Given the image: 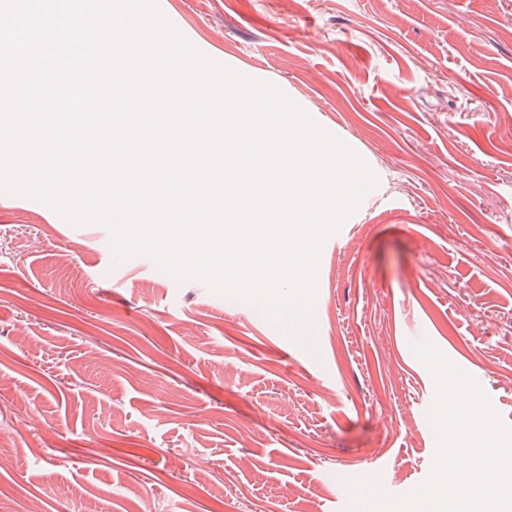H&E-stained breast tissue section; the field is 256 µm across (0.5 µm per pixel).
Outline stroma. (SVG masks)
Instances as JSON below:
<instances>
[{"label": "stroma", "instance_id": "35a3bbf8", "mask_svg": "<svg viewBox=\"0 0 512 512\" xmlns=\"http://www.w3.org/2000/svg\"><path fill=\"white\" fill-rule=\"evenodd\" d=\"M377 179L309 331L0 194V512H358L431 475L430 343L512 425V0H158ZM481 305L485 320L474 319Z\"/></svg>", "mask_w": 512, "mask_h": 512}]
</instances>
